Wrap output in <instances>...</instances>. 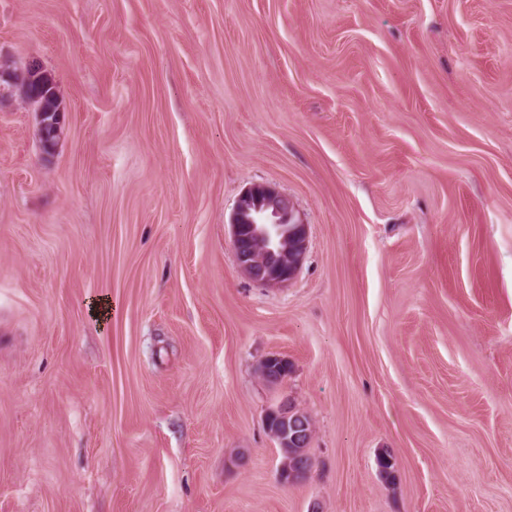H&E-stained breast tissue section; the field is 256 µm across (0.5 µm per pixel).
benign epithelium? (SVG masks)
<instances>
[{"mask_svg": "<svg viewBox=\"0 0 512 512\" xmlns=\"http://www.w3.org/2000/svg\"><path fill=\"white\" fill-rule=\"evenodd\" d=\"M309 226L294 210L287 195L276 188L256 184L238 198L231 222L230 242L236 264L245 277L262 287H279L295 279L304 260ZM278 363V380L290 373L288 360L279 355L266 357L258 368L268 377L267 365ZM293 410L282 400L267 411L265 428L278 447L287 448L288 417Z\"/></svg>", "mask_w": 512, "mask_h": 512, "instance_id": "1", "label": "benign epithelium"}]
</instances>
